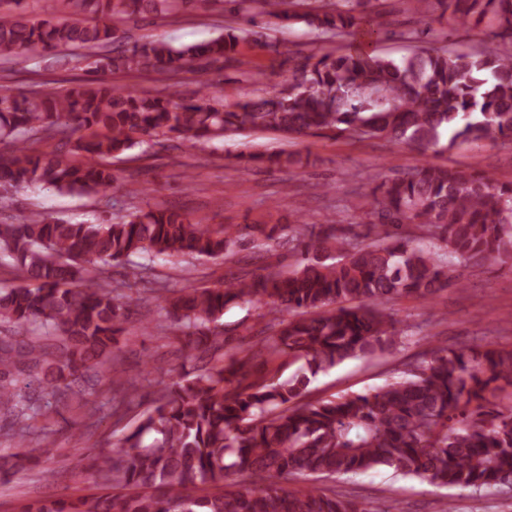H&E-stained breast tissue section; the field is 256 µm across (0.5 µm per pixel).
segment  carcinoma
Instances as JSON below:
<instances>
[{
  "label": "carcinoma",
  "instance_id": "cac0c4a2",
  "mask_svg": "<svg viewBox=\"0 0 512 512\" xmlns=\"http://www.w3.org/2000/svg\"><path fill=\"white\" fill-rule=\"evenodd\" d=\"M213 0H54L70 20L28 16L22 0H0V64L37 49L84 64L89 78L62 94H14L0 88V137L13 145L0 161V205L32 185L84 196L105 195L116 178L112 158L145 142L175 138L194 147L248 130L285 136L384 137L413 147L422 160L405 176L372 189L362 232L325 224H204L174 207H147L117 220L72 223L33 213L0 224V255L26 284L0 288V324L26 336L0 342V414L11 418L0 437L28 446L31 424L46 415L43 395L18 385L32 373L62 408L91 421L102 410L126 413L125 382L106 365L123 328L125 303L106 276L114 262L186 255L233 264L259 258L283 237L297 242L292 269L231 276L214 288L163 289L167 314L190 348L214 364L166 384L156 406L112 454L91 459L97 491L59 499H21L14 512H368L350 494L315 485L290 491V477L312 481L388 467L438 487L477 492L512 487V400L492 401L512 387V347H436L403 364L400 377L367 394L304 400L310 377L349 358L385 353L403 343L386 306L403 297L424 304L459 280L437 247L415 242L408 224L477 266L512 260V182L423 159L438 146L512 142V0H439L461 27L484 21L503 49L467 53L429 46L398 63L363 49L284 53L254 30L256 17L305 23L331 38L359 26L362 0H231L245 23L201 44L174 48L162 40L107 47L119 25L137 15L176 16ZM254 43L288 66L284 85L227 103L208 74L217 64L242 65ZM182 71L201 76L187 98L170 91ZM114 72L157 75L161 87L111 84ZM268 168L302 165L284 153L247 156ZM242 303L286 313L258 350L224 362L235 350L219 319ZM300 364L291 377L255 376L251 360ZM103 372L112 404L89 405L73 386ZM257 476L247 488L230 474Z\"/></svg>",
  "mask_w": 512,
  "mask_h": 512
}]
</instances>
